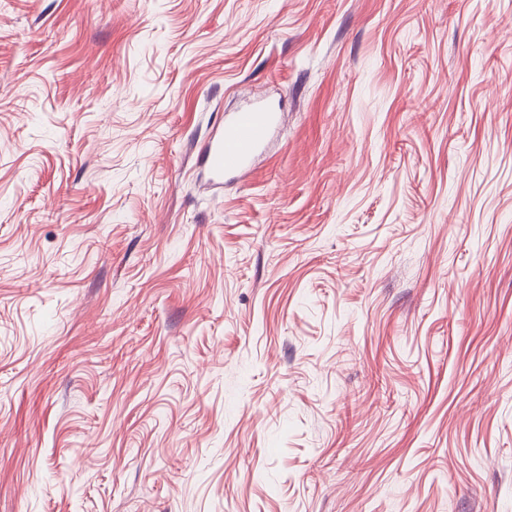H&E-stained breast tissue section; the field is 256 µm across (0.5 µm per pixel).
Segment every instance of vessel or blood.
<instances>
[{
  "mask_svg": "<svg viewBox=\"0 0 512 512\" xmlns=\"http://www.w3.org/2000/svg\"><path fill=\"white\" fill-rule=\"evenodd\" d=\"M278 121V113L259 104L231 113L222 131L211 136L200 151L201 162L212 184L250 169L260 157Z\"/></svg>",
  "mask_w": 512,
  "mask_h": 512,
  "instance_id": "vessel-or-blood-1",
  "label": "vessel or blood"
}]
</instances>
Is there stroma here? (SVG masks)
<instances>
[{
    "instance_id": "obj_1",
    "label": "stroma",
    "mask_w": 512,
    "mask_h": 512,
    "mask_svg": "<svg viewBox=\"0 0 512 512\" xmlns=\"http://www.w3.org/2000/svg\"><path fill=\"white\" fill-rule=\"evenodd\" d=\"M0 512H512V0H0ZM277 121L278 112L264 104L226 117L224 130L211 136L200 151L208 181L220 185L226 176L250 169L262 154Z\"/></svg>"
}]
</instances>
